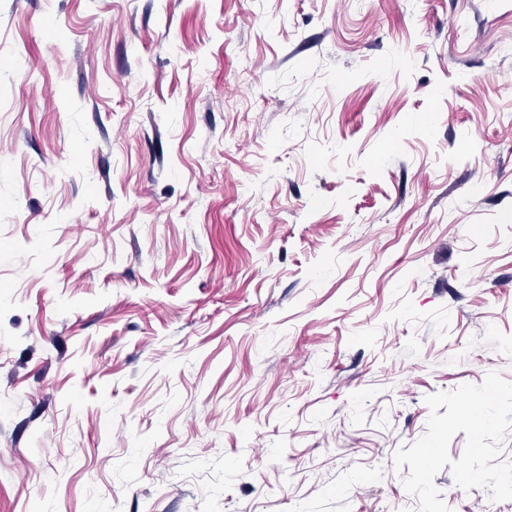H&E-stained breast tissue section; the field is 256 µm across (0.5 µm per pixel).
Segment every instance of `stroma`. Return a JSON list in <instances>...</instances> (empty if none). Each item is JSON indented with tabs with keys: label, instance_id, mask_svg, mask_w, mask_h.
<instances>
[{
	"label": "stroma",
	"instance_id": "1",
	"mask_svg": "<svg viewBox=\"0 0 512 512\" xmlns=\"http://www.w3.org/2000/svg\"><path fill=\"white\" fill-rule=\"evenodd\" d=\"M491 371L512 0H0V512H417Z\"/></svg>",
	"mask_w": 512,
	"mask_h": 512
}]
</instances>
